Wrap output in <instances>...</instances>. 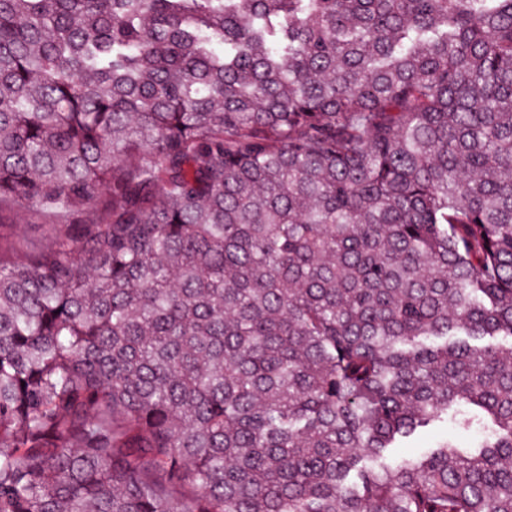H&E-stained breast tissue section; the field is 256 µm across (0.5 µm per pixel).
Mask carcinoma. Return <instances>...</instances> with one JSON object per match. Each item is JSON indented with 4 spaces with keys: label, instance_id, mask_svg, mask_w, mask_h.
<instances>
[{
    "label": "carcinoma",
    "instance_id": "1",
    "mask_svg": "<svg viewBox=\"0 0 512 512\" xmlns=\"http://www.w3.org/2000/svg\"><path fill=\"white\" fill-rule=\"evenodd\" d=\"M3 210L0 512H512V0H0ZM54 238L52 224L31 211L5 213L0 218V255L4 261L17 254L33 255L50 247ZM475 427H467L455 417L454 412H448V421L436 422L430 429L411 439L406 446L408 448H392L388 456V462L397 463L403 457L410 454L424 452L430 448L437 439L448 437L459 450H467L470 444L478 437Z\"/></svg>",
    "mask_w": 512,
    "mask_h": 512
}]
</instances>
